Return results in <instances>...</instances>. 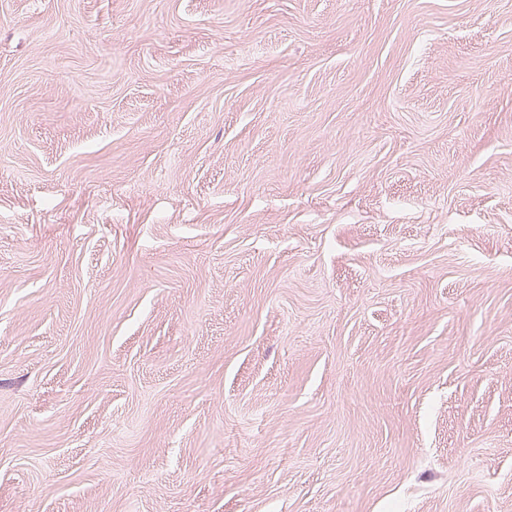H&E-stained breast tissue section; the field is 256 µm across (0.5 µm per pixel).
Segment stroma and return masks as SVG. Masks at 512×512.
<instances>
[{
  "label": "stroma",
  "mask_w": 512,
  "mask_h": 512,
  "mask_svg": "<svg viewBox=\"0 0 512 512\" xmlns=\"http://www.w3.org/2000/svg\"><path fill=\"white\" fill-rule=\"evenodd\" d=\"M0 512H512V0H0Z\"/></svg>",
  "instance_id": "1"
}]
</instances>
